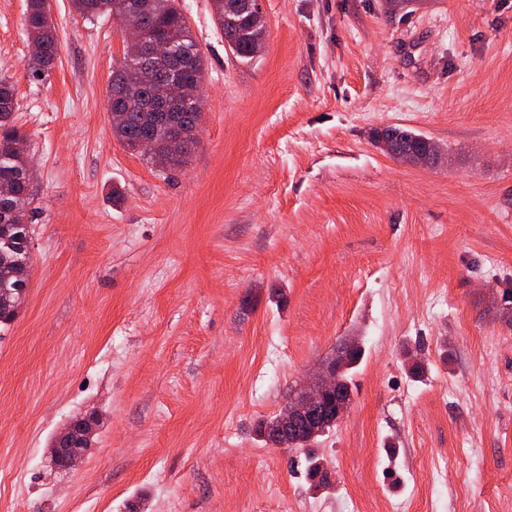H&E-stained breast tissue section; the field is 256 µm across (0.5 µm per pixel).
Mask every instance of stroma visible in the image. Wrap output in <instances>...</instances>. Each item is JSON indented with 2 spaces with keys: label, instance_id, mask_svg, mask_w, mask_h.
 I'll use <instances>...</instances> for the list:
<instances>
[{
  "label": "stroma",
  "instance_id": "obj_1",
  "mask_svg": "<svg viewBox=\"0 0 512 512\" xmlns=\"http://www.w3.org/2000/svg\"><path fill=\"white\" fill-rule=\"evenodd\" d=\"M181 5L204 114L169 173L112 135L119 24L49 0L35 79L25 0H0L35 208L0 333V512H512V0H261L250 60L211 0ZM389 126L447 161L392 158ZM351 340L317 490L256 429ZM86 414L83 463L51 474ZM47 1L27 0L24 13L25 30L31 37L32 45L40 50L38 64L32 73V76L35 78H41L48 72L59 50L56 30L51 23ZM34 46H31V51L26 61V67L30 72L36 60ZM74 432L73 421L68 420L55 434L50 441L48 448H46L47 456L50 458L53 464L54 471H70L75 469L79 464L82 463L85 454L88 450V443L84 444V448H77L70 446L74 443H80L83 445V439L76 432L71 438L64 442V448H58L56 441L59 437L69 436Z\"/></svg>",
  "mask_w": 512,
  "mask_h": 512
}]
</instances>
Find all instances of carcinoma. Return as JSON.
<instances>
[{"mask_svg": "<svg viewBox=\"0 0 512 512\" xmlns=\"http://www.w3.org/2000/svg\"><path fill=\"white\" fill-rule=\"evenodd\" d=\"M76 12L92 18L110 16L119 24L148 41H169L178 49V55L170 60L146 57L127 62L123 69L112 73L108 90V104L117 112L125 113L122 120L112 124V134L121 145L136 151L144 132L141 112L145 101L163 96L165 87L173 80L187 83L198 92L205 76L204 55L192 34L178 0H72ZM235 7L229 11L215 10L213 14L224 33V40L236 56L251 58L255 40L266 38V26L256 25L247 10L245 0H231ZM24 26L32 45L40 50V58L32 76L43 77L58 54V40L51 23L47 0H27ZM16 108L13 86L0 80V183L7 182L12 194L0 196V267L14 272L7 279H0V327L8 328L15 320L24 302L31 267L29 224L31 205L30 175L24 159L15 146L26 145L25 134L13 124ZM178 132L185 148L172 153L161 148L158 158L149 163L173 170L182 167L194 143L196 110L192 104H183L173 113ZM395 144L411 150L421 135L399 127L392 128ZM362 354L355 347L350 361L340 375L341 389L351 396L350 372Z\"/></svg>", "mask_w": 512, "mask_h": 512, "instance_id": "cac0c4a2", "label": "carcinoma"}]
</instances>
